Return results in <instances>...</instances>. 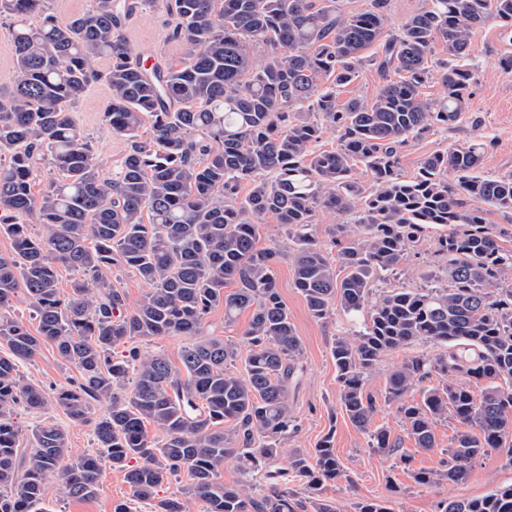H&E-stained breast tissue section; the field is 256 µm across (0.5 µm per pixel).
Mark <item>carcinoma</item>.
Wrapping results in <instances>:
<instances>
[{
	"label": "carcinoma",
	"mask_w": 512,
	"mask_h": 512,
	"mask_svg": "<svg viewBox=\"0 0 512 512\" xmlns=\"http://www.w3.org/2000/svg\"><path fill=\"white\" fill-rule=\"evenodd\" d=\"M157 2L91 0L61 20L49 0H0L16 70L13 87L0 88V234L12 247L0 255V344L9 349L0 355V512H42L52 476L65 496L92 498L107 463L150 512H191L193 502L200 512H337L323 495L343 473L333 432L273 468L294 429L288 382L302 372L276 277L285 255L312 317L367 311L363 330L332 345L337 401L353 426L368 430L377 400L365 382L385 355L419 341L445 347L386 377L384 403L418 448H437L438 420L459 424L444 467L413 472L415 483H461L489 450L512 462V250L485 218L488 208L512 216V174L479 173L481 142L429 155L408 179L399 170L409 140L450 128L467 110L472 35L496 22L512 42V0H426L395 32L386 0L352 14L337 0H165L185 56L148 64L129 47L126 24ZM437 43L448 58L436 70ZM367 63L383 79L377 92L339 102ZM435 76L445 93L430 99L424 88ZM100 79L110 89L105 121L127 143L111 178L72 116ZM330 128L341 132L339 147L317 149ZM46 171L48 187L38 190ZM466 197L486 208L466 207ZM318 208L347 218L325 246L313 233ZM270 220L286 230L288 252L273 237L258 247ZM429 225L446 227L435 242L438 273L371 300L379 274L398 271ZM62 268L78 274L66 295ZM118 268L149 286L132 306L112 283ZM21 298L34 334L11 316ZM218 307L226 324L251 311L242 373L230 370L237 346L205 332ZM160 336L191 338L180 366L134 347L113 354ZM44 342L78 369L53 393L17 373ZM474 380L484 383L479 395ZM414 390L418 402L408 399ZM101 401L108 412L93 422L91 404ZM19 405H54L74 423H93L97 451L71 458L54 423L23 440ZM148 423L161 437L148 438ZM370 441L395 447L383 428ZM229 460L245 484H224ZM182 473V497L156 499ZM296 480L307 498L297 497ZM438 512H512V486L442 500Z\"/></svg>",
	"instance_id": "obj_1"
}]
</instances>
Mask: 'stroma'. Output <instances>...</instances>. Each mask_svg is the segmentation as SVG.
Listing matches in <instances>:
<instances>
[{
    "label": "stroma",
    "mask_w": 512,
    "mask_h": 512,
    "mask_svg": "<svg viewBox=\"0 0 512 512\" xmlns=\"http://www.w3.org/2000/svg\"><path fill=\"white\" fill-rule=\"evenodd\" d=\"M172 28L171 17L164 7L159 6L132 17L127 26V39L132 50L143 57L175 63L183 59L185 47L174 38ZM510 51L512 43L501 37L495 25H487L473 34L469 60L476 69L468 110L447 133L409 142L400 157L403 176H413L420 161L429 154L472 141L487 145L481 164L482 174H512V75L502 74L498 68L501 55ZM109 96L110 90L105 83H92L73 114L89 138L101 163V172L107 178L111 177L126 151L125 142L112 134L103 117ZM442 232V227L428 226L419 243L409 252L400 274H386L376 282V294L422 286L437 263L434 243ZM276 277L279 292L302 342L301 363L304 367L299 379L288 384V403L296 432L289 438L287 448L309 451L325 434H333L344 474L329 483L324 494L335 500L339 512H355L356 503L367 499L388 501L394 512H437L441 500L478 498L495 488L512 484V463L497 451L478 458L462 483L444 482L432 486L414 483L413 471L441 468L444 450L457 428L451 419L436 422L438 446L435 450L424 451L416 447L395 406H381L371 426L388 430L399 448L394 453L370 448L368 433L354 427L337 404L336 367L331 355L333 341L358 330V319L340 311L326 322L313 318L293 284L290 260L279 263ZM18 373L24 380L52 391L69 385L78 371L74 364L58 355L53 344L45 343L32 360L19 364ZM107 411V403L96 404L90 413L91 423L76 425L52 406L39 414L21 412L19 422L26 432L44 421L57 424L67 431L70 454L77 457L95 449L92 422ZM404 454L411 455L410 465L401 464L400 457ZM129 498L130 489L123 471L108 466L94 498L71 499L53 485L48 489L42 508L44 512H112L116 503Z\"/></svg>",
    "instance_id": "obj_1"
}]
</instances>
